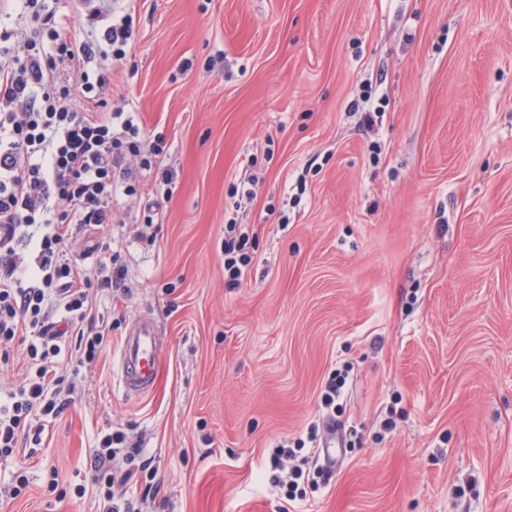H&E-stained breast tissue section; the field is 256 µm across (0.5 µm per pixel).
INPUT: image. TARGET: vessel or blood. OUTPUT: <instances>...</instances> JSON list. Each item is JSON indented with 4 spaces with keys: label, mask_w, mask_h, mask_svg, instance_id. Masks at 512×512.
I'll list each match as a JSON object with an SVG mask.
<instances>
[{
    "label": "vessel or blood",
    "mask_w": 512,
    "mask_h": 512,
    "mask_svg": "<svg viewBox=\"0 0 512 512\" xmlns=\"http://www.w3.org/2000/svg\"><path fill=\"white\" fill-rule=\"evenodd\" d=\"M158 342L153 321L142 318L132 323L118 353V382L125 394L140 396L156 387L160 374Z\"/></svg>",
    "instance_id": "obj_1"
}]
</instances>
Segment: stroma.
Segmentation results:
<instances>
[{
	"mask_svg": "<svg viewBox=\"0 0 512 512\" xmlns=\"http://www.w3.org/2000/svg\"><path fill=\"white\" fill-rule=\"evenodd\" d=\"M132 7L108 103L164 137L174 194L146 239L135 209L72 245L89 267L105 241L128 275L94 290L109 344L0 512H101L110 427L153 460L148 512H281L270 452L324 423L346 362L342 448L332 467L310 458L319 489L293 512H512V0ZM250 176L252 263L234 286L224 215ZM140 318L161 372L130 397L116 355ZM351 371L348 365H343L341 369H336L326 381L321 391V408L326 412L330 419L336 421L335 413L338 409L339 401L344 394V390Z\"/></svg>",
	"mask_w": 512,
	"mask_h": 512,
	"instance_id": "stroma-1",
	"label": "stroma"
}]
</instances>
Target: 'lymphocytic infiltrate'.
I'll list each match as a JSON object with an SVG mask.
<instances>
[{"instance_id": "obj_1", "label": "lymphocytic infiltrate", "mask_w": 512, "mask_h": 512, "mask_svg": "<svg viewBox=\"0 0 512 512\" xmlns=\"http://www.w3.org/2000/svg\"><path fill=\"white\" fill-rule=\"evenodd\" d=\"M12 26H0V367L23 348L19 382L0 387V462L11 464L7 490L19 497L29 484L17 465L20 443L40 445L49 424L70 401L82 367L104 349L106 329L93 312L91 287L123 280L126 266L102 254L93 269L78 267L69 247L81 225L112 232L116 211L136 197L143 173L154 176L156 197L144 207L151 226L172 175L162 141L149 140L135 107H109L106 95L135 38L126 7L86 10L83 39L51 0H16ZM224 272L242 279L252 261L249 236L226 219ZM93 481L104 490L103 512H141L157 491L151 463L122 430L98 433ZM318 430L278 443L270 455L272 482L292 504L318 482L295 457L317 446ZM141 485L139 500L127 497Z\"/></svg>"}]
</instances>
